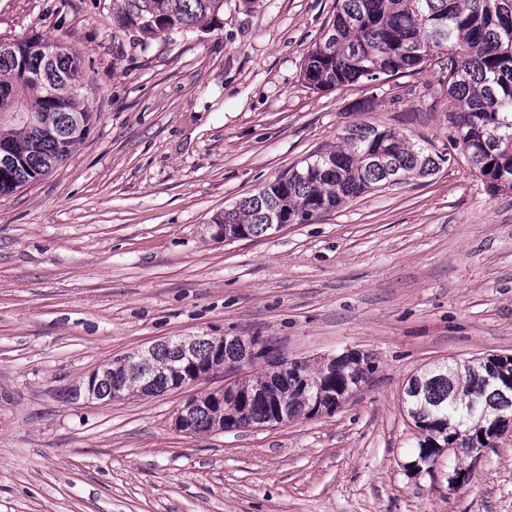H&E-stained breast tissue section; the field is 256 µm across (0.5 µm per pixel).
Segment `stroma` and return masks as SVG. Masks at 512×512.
Returning a JSON list of instances; mask_svg holds the SVG:
<instances>
[{"label":"stroma","instance_id":"obj_1","mask_svg":"<svg viewBox=\"0 0 512 512\" xmlns=\"http://www.w3.org/2000/svg\"><path fill=\"white\" fill-rule=\"evenodd\" d=\"M119 2L0 0V39L80 56L96 116L63 163L0 196V512H512L510 433L460 490L451 457L408 468L409 379L512 354V192L451 148L440 65L321 92L302 68L336 0H224L216 28L145 52L113 34ZM356 123L451 159L311 224L211 238L216 214ZM204 333L270 337L298 360L357 350L377 370L334 413L202 436L173 427L183 390L65 396Z\"/></svg>","mask_w":512,"mask_h":512}]
</instances>
